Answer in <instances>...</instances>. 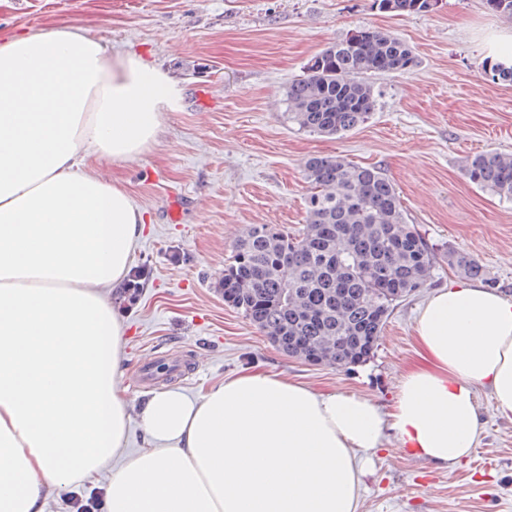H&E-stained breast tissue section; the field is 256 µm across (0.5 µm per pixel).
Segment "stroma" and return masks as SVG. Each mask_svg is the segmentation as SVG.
Masks as SVG:
<instances>
[{"instance_id": "1", "label": "stroma", "mask_w": 512, "mask_h": 512, "mask_svg": "<svg viewBox=\"0 0 512 512\" xmlns=\"http://www.w3.org/2000/svg\"><path fill=\"white\" fill-rule=\"evenodd\" d=\"M70 27L161 67L180 88L156 143L132 159L91 165L123 186L145 217L132 260L144 273L139 296L113 297L126 326L131 406L171 387L193 396L257 371L319 393L361 395L389 411L401 379L432 366L416 321L435 291L459 280L449 251L469 254L494 290L512 298V200L462 172L473 153L512 154V86L484 73L512 19L482 0H440L434 11L408 17L373 0H0V40ZM363 27L396 33L417 66L373 76L376 108L350 132L328 138L289 122V81L329 43ZM315 154L387 173L408 223L437 256L428 285L394 308L374 356L343 368L286 356L225 304L219 286L250 225L303 228L311 191L304 162ZM476 396L485 433L469 458L437 466L387 433L358 512H512V419L497 413L487 387Z\"/></svg>"}]
</instances>
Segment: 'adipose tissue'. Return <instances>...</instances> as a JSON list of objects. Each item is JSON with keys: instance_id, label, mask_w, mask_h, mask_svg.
<instances>
[{"instance_id": "obj_1", "label": "adipose tissue", "mask_w": 512, "mask_h": 512, "mask_svg": "<svg viewBox=\"0 0 512 512\" xmlns=\"http://www.w3.org/2000/svg\"><path fill=\"white\" fill-rule=\"evenodd\" d=\"M179 97L161 68L80 29L0 43V512H44L48 491L106 466L108 512H358L386 432L440 466L471 456L476 387L512 418V300L473 282L425 304L436 368L402 379L393 412L264 372L131 410L109 291L144 218L88 162L145 151ZM134 413L148 446L130 453Z\"/></svg>"}]
</instances>
